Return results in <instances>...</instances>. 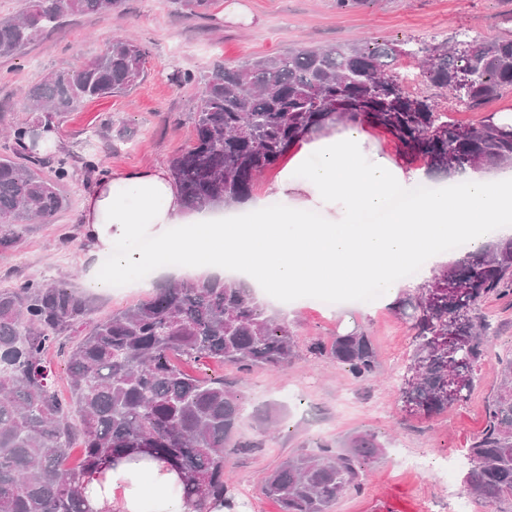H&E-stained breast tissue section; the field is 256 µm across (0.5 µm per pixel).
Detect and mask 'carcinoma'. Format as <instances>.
Here are the masks:
<instances>
[{
    "mask_svg": "<svg viewBox=\"0 0 512 512\" xmlns=\"http://www.w3.org/2000/svg\"><path fill=\"white\" fill-rule=\"evenodd\" d=\"M122 0H26L20 15L0 19V59H9L67 16L111 14ZM146 51L116 38L107 52L59 70L28 88L41 117L11 123L0 153V252L14 249L38 224L68 204L71 165L53 160L42 170L26 147L33 127L84 103L126 92L144 76ZM401 58L418 63L429 95L406 91L391 73ZM196 83L200 98L190 144L170 171L194 210L248 200L255 181L306 134L337 118L389 132L404 153L428 171L512 166V128L489 121H448L438 99L452 95L479 109L512 87V39L460 33L441 41L385 42L290 49L204 73L176 72ZM512 294V237L469 252L432 272L417 291L396 302L411 323L415 346L406 366L416 375L408 400L437 413L464 400L443 386L453 364L431 337L467 336L457 354L467 388L489 353L490 324L481 316L490 296ZM93 303L60 281L25 279L0 288V512H86L81 473L135 448H148L184 474V494L200 504L230 505L225 478L229 449L247 416L224 380L196 377L174 360L205 359L241 370H283L298 356L288 318L270 313L252 289L233 279L201 278L159 284L149 298L93 321ZM66 343L71 398L54 389L50 350ZM309 353L348 366L362 382L378 369L373 341L354 328L307 345ZM486 424L468 448L465 490L493 512H512V357L498 360ZM79 462L66 460L73 443ZM376 435L359 433L290 455L264 480L263 493L280 512H331L358 493L365 467L384 455Z\"/></svg>",
    "mask_w": 512,
    "mask_h": 512,
    "instance_id": "cac0c4a2",
    "label": "carcinoma"
}]
</instances>
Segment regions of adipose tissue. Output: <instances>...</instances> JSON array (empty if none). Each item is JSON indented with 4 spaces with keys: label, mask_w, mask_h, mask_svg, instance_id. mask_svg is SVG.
Segmentation results:
<instances>
[{
    "label": "adipose tissue",
    "mask_w": 512,
    "mask_h": 512,
    "mask_svg": "<svg viewBox=\"0 0 512 512\" xmlns=\"http://www.w3.org/2000/svg\"><path fill=\"white\" fill-rule=\"evenodd\" d=\"M418 176L382 153L364 124L349 121L295 145L279 172L282 204L274 211L258 201L242 218L220 209L189 214L165 171L106 175L83 210L92 253L110 255L112 272L90 266L87 285L108 287L175 254L190 273L234 275L251 287L346 294L372 282L393 298L403 286L397 270L415 256L441 257V242L452 238L479 246L512 232L511 167L458 170L450 179L465 193L407 198ZM182 483L178 470L142 451L80 480L87 512H239L219 500L198 506Z\"/></svg>",
    "instance_id": "ef3b65f1"
}]
</instances>
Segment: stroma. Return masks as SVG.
Masks as SVG:
<instances>
[{
  "instance_id": "1",
  "label": "stroma",
  "mask_w": 512,
  "mask_h": 512,
  "mask_svg": "<svg viewBox=\"0 0 512 512\" xmlns=\"http://www.w3.org/2000/svg\"><path fill=\"white\" fill-rule=\"evenodd\" d=\"M458 32L487 40L512 37V0H363L347 10L338 9L336 0H212L203 16L177 9L173 0H123L109 16L69 17L19 55L0 59V113L15 123L35 120L23 89L48 72L101 54L119 33L144 47L145 76L127 94L90 102L57 119L58 146L42 158L48 163L64 156L76 167L66 186L69 204L16 249L0 253V287L33 277L62 281L89 293L96 319L149 297V289L133 286L87 288L83 274L90 247L82 202L97 179L80 167L92 151L104 175L169 169L174 155L193 138L199 95L195 84L175 82L174 73H198L224 61L291 48L441 40ZM259 296L287 316L303 346L361 328L375 345L379 367L372 381L362 383L345 365L305 349L283 370L242 371L213 362L197 366L198 375L223 379L248 409L281 419L272 435L251 417L238 430L245 447L229 456L226 471L244 512H279L261 484L283 459L314 449L318 441L363 432L374 433L386 452L368 467L363 492L340 498L334 512H426L429 501L464 494L466 453L485 425L495 368L499 358L512 355V296H492L483 305L494 340L467 399L430 415L416 411L401 394L413 332L386 296L368 304L339 296L327 306L291 288H269Z\"/></svg>"
}]
</instances>
